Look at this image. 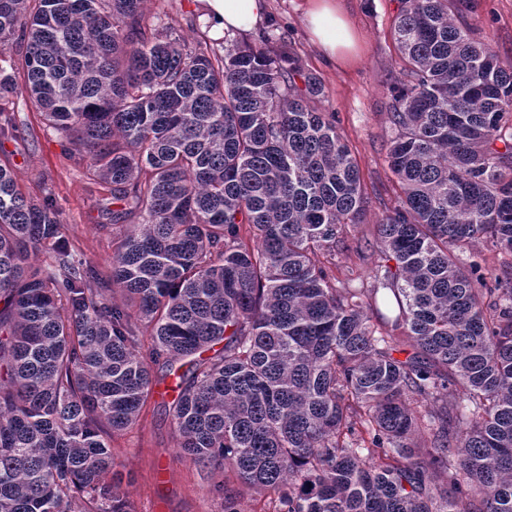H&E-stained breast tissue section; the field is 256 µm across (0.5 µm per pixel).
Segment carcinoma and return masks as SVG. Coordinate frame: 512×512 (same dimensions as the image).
Returning a JSON list of instances; mask_svg holds the SVG:
<instances>
[{
	"instance_id": "1",
	"label": "carcinoma",
	"mask_w": 512,
	"mask_h": 512,
	"mask_svg": "<svg viewBox=\"0 0 512 512\" xmlns=\"http://www.w3.org/2000/svg\"><path fill=\"white\" fill-rule=\"evenodd\" d=\"M144 2L0 0L26 76L0 99L43 114L121 228L104 272L0 165V512H134L109 439L156 365L179 448L270 512H512V277L461 261L512 252V64L448 0H401L402 195L356 286L331 265L360 170L319 80L265 39H148ZM474 253V256L465 253L461 257L465 262L470 260L480 262L489 274L500 275L504 270H510L512 266V254L493 247L490 243L479 244Z\"/></svg>"
}]
</instances>
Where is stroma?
<instances>
[{"label":"stroma","instance_id":"1","mask_svg":"<svg viewBox=\"0 0 512 512\" xmlns=\"http://www.w3.org/2000/svg\"><path fill=\"white\" fill-rule=\"evenodd\" d=\"M301 0H270L268 20L258 33L214 32L204 19L201 0H147L144 14L155 31L172 26L189 43L208 41L217 51L233 42L265 36L273 47L285 45L304 72L323 86L321 111L336 115V129L349 146L363 181L366 198L361 223L348 226L349 250L336 254L338 278L370 279L378 262L374 226L392 208L401 190L387 162L394 135L390 90L403 77L393 27L400 0H343V8L362 40L359 58L333 65L310 44ZM465 23L488 43L501 61L512 62V0H471ZM13 127L0 135V165L9 167L19 189L40 199L51 193L74 250L106 269L112 262L117 233L107 208L112 198L91 180L86 165L74 158L65 140L49 128L25 100L0 106ZM173 398L152 394L134 425L110 439L113 473L129 492L134 512H224L225 497L239 512H266L268 500L241 486L234 477L220 479L195 465L179 448L173 424ZM223 491H216V484Z\"/></svg>","mask_w":512,"mask_h":512}]
</instances>
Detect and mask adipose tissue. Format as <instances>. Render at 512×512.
Masks as SVG:
<instances>
[{"label":"adipose tissue","instance_id":"ef3b65f1","mask_svg":"<svg viewBox=\"0 0 512 512\" xmlns=\"http://www.w3.org/2000/svg\"><path fill=\"white\" fill-rule=\"evenodd\" d=\"M205 8L214 28L248 32L265 23L268 0H205ZM304 23L310 42L328 61L350 59L357 38L336 0H308Z\"/></svg>","mask_w":512,"mask_h":512}]
</instances>
